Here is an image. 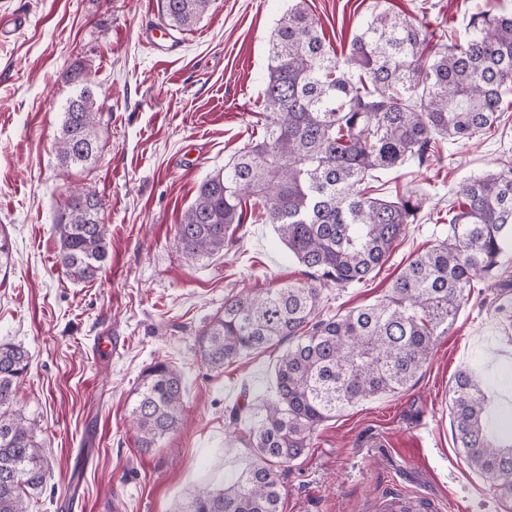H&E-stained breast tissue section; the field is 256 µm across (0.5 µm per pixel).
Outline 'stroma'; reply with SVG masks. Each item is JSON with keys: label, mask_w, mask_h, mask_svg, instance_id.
<instances>
[{"label": "stroma", "mask_w": 512, "mask_h": 512, "mask_svg": "<svg viewBox=\"0 0 512 512\" xmlns=\"http://www.w3.org/2000/svg\"><path fill=\"white\" fill-rule=\"evenodd\" d=\"M477 0H303L326 44L345 59L374 8L424 31L462 36ZM293 0H213L189 31L165 25L158 0H0V343L31 354L17 410L45 445L49 475L30 512H183L199 487L247 468L252 449H225V413L243 390L272 395L283 346L210 370L196 336L227 295L306 282L259 209L248 207L233 247L195 262L175 228L199 185L263 134V89L277 21ZM27 26L14 30L13 19ZM159 35L158 44L147 39ZM103 104L100 156L62 168L54 150L63 108L83 84ZM428 167L382 174L381 195L414 189L427 199L387 261L365 283L323 292L325 311L375 303L405 264L448 233L460 183L512 155V91L501 118L463 145L441 143ZM104 204L108 257L89 283L55 263L54 222L78 185ZM161 360L183 379L185 416L155 448L130 422L142 370ZM472 369L512 403V291L478 282L465 291L447 335L407 389L346 407L318 426L283 476V512H365L392 487L446 501L449 512H512L489 498L451 425L454 379Z\"/></svg>", "instance_id": "obj_1"}]
</instances>
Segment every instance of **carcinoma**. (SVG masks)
Listing matches in <instances>:
<instances>
[{"mask_svg": "<svg viewBox=\"0 0 512 512\" xmlns=\"http://www.w3.org/2000/svg\"><path fill=\"white\" fill-rule=\"evenodd\" d=\"M211 2L160 0L161 19L187 31ZM510 81L512 15L481 10L466 40L448 45L377 7L344 63L301 4L279 19L263 90L264 134L200 184L174 242L196 261L224 252L250 200L308 281L228 295L201 328L198 349L214 370L285 341L288 349L274 395L257 406L245 389L225 416L228 441L246 427L255 461L223 489L198 488L185 512H281L280 467L298 460L336 412L406 388L435 337L453 326L465 290L501 267L512 245V159L459 185L448 203V237L410 260L381 300L322 315V287L368 279L425 206L416 191L375 197L369 181L407 162L440 160L439 139L463 144L494 127ZM101 112L90 85L69 99L56 141L61 166L98 156ZM102 211L95 191L76 188L56 218V262L75 281L94 280L108 256ZM29 367L24 347L0 344V512H29L26 492L47 479L42 443L14 410ZM183 407L181 376L164 362L150 364L131 411L140 447L154 448L175 431ZM450 414L470 468L512 499V426L498 433L469 371L455 378Z\"/></svg>", "mask_w": 512, "mask_h": 512, "instance_id": "carcinoma-1", "label": "carcinoma"}]
</instances>
